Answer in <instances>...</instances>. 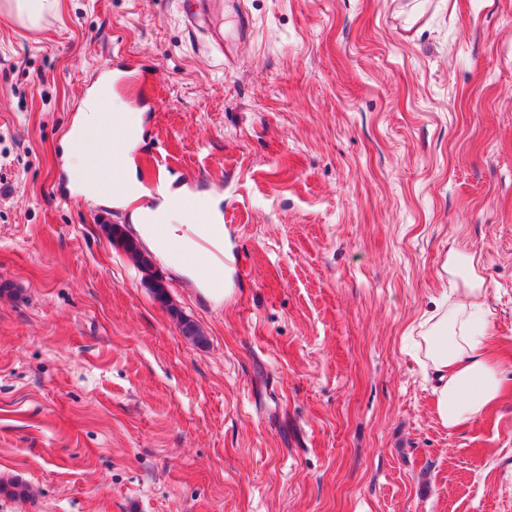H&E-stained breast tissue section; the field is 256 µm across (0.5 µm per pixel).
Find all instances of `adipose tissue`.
I'll use <instances>...</instances> for the list:
<instances>
[{"mask_svg": "<svg viewBox=\"0 0 512 512\" xmlns=\"http://www.w3.org/2000/svg\"><path fill=\"white\" fill-rule=\"evenodd\" d=\"M116 122L129 133L137 131L136 118L118 111L111 94L93 92L80 124L69 134L77 167L86 166L89 155ZM186 218V210L176 206L155 212L142 210L134 215L142 235L166 262L175 266L184 265V254L193 245V238L181 239L176 234L178 224ZM489 316L483 289L452 288L447 301L425 314L418 324V361L434 376L433 406L441 423L449 429L468 426L503 397L504 370L512 368V358L497 353L498 338Z\"/></svg>", "mask_w": 512, "mask_h": 512, "instance_id": "1", "label": "adipose tissue"}]
</instances>
